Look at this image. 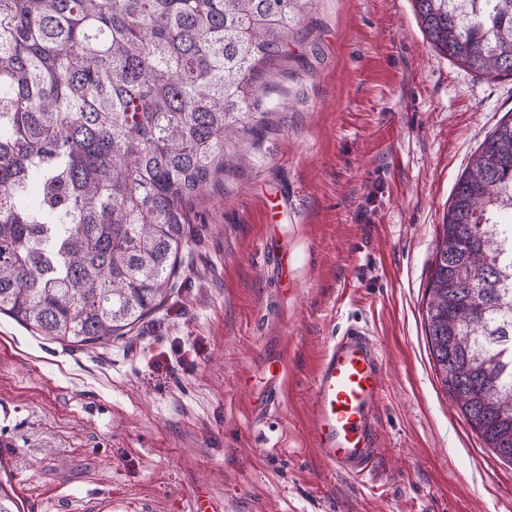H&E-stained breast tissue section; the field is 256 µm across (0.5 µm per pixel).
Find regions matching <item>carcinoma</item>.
Segmentation results:
<instances>
[{
    "label": "carcinoma",
    "mask_w": 512,
    "mask_h": 512,
    "mask_svg": "<svg viewBox=\"0 0 512 512\" xmlns=\"http://www.w3.org/2000/svg\"><path fill=\"white\" fill-rule=\"evenodd\" d=\"M313 0H0V314L89 346L168 298L191 205L256 137L259 89ZM433 47L512 75V0H411ZM512 121L454 185L430 351L512 464Z\"/></svg>",
    "instance_id": "obj_1"
}]
</instances>
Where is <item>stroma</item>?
<instances>
[{
	"instance_id": "1",
	"label": "stroma",
	"mask_w": 512,
	"mask_h": 512,
	"mask_svg": "<svg viewBox=\"0 0 512 512\" xmlns=\"http://www.w3.org/2000/svg\"><path fill=\"white\" fill-rule=\"evenodd\" d=\"M266 78L264 128L195 202L167 300L76 347L0 316V487L21 512H512L428 348L427 284L453 187L512 119V77L429 43L411 0H315ZM288 265L265 262L269 235ZM380 346L377 479L327 469L311 387L348 325ZM288 360L257 420L262 351Z\"/></svg>"
}]
</instances>
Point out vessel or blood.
I'll list each match as a JSON object with an SVG mask.
<instances>
[{
	"label": "vessel or blood",
	"instance_id": "vessel-or-blood-1",
	"mask_svg": "<svg viewBox=\"0 0 512 512\" xmlns=\"http://www.w3.org/2000/svg\"><path fill=\"white\" fill-rule=\"evenodd\" d=\"M384 389L379 353L366 330L351 327L328 342L312 385L314 440L328 469L370 475Z\"/></svg>",
	"mask_w": 512,
	"mask_h": 512
}]
</instances>
